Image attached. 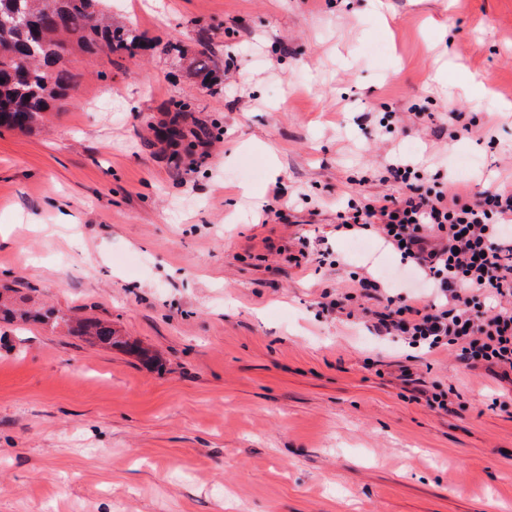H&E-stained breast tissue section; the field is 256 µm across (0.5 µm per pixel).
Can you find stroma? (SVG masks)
Masks as SVG:
<instances>
[{"label": "stroma", "mask_w": 512, "mask_h": 512, "mask_svg": "<svg viewBox=\"0 0 512 512\" xmlns=\"http://www.w3.org/2000/svg\"><path fill=\"white\" fill-rule=\"evenodd\" d=\"M110 8L145 49L70 43L49 128L0 130V287L122 343L0 322V512H512V378L322 308L356 273L416 292L336 230L347 193L394 192L389 161L434 190L512 176V0ZM71 323H73L71 317L62 315L55 318V324L57 326L63 324L67 327L68 332H73L78 336H88L101 344L112 345V340H114L112 324L91 319L77 320L75 326Z\"/></svg>", "instance_id": "1"}]
</instances>
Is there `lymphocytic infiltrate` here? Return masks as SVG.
Masks as SVG:
<instances>
[{"mask_svg": "<svg viewBox=\"0 0 512 512\" xmlns=\"http://www.w3.org/2000/svg\"><path fill=\"white\" fill-rule=\"evenodd\" d=\"M390 171L397 192L351 194L336 229L381 239L418 270L431 296L390 295L381 281L358 277L364 296L383 302L375 329L413 348L453 349L470 368L512 372V185L450 196L424 188L411 165L394 163Z\"/></svg>", "mask_w": 512, "mask_h": 512, "instance_id": "1", "label": "lymphocytic infiltrate"}]
</instances>
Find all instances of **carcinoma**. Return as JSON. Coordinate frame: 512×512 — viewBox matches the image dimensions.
I'll return each mask as SVG.
<instances>
[{
	"label": "carcinoma",
	"instance_id": "1",
	"mask_svg": "<svg viewBox=\"0 0 512 512\" xmlns=\"http://www.w3.org/2000/svg\"><path fill=\"white\" fill-rule=\"evenodd\" d=\"M104 2L0 0V128L30 131L44 124L72 80L66 38L76 37L87 53L105 47L133 57L145 48L138 30L105 16ZM55 324L101 344L114 340L107 322L62 315Z\"/></svg>",
	"mask_w": 512,
	"mask_h": 512
}]
</instances>
